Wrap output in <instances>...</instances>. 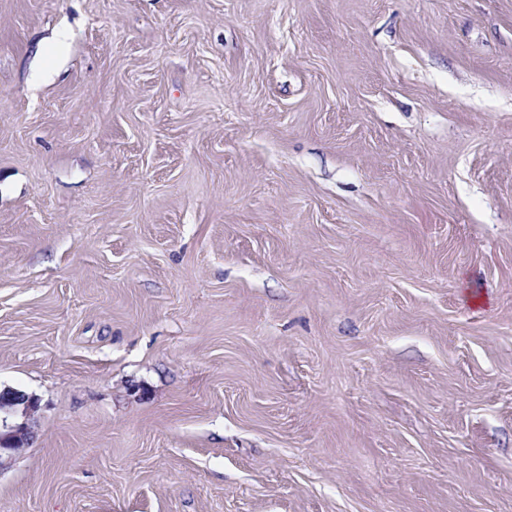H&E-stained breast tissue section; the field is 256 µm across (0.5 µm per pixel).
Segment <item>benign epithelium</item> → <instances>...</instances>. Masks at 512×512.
<instances>
[{
    "instance_id": "benign-epithelium-1",
    "label": "benign epithelium",
    "mask_w": 512,
    "mask_h": 512,
    "mask_svg": "<svg viewBox=\"0 0 512 512\" xmlns=\"http://www.w3.org/2000/svg\"><path fill=\"white\" fill-rule=\"evenodd\" d=\"M38 408V400L33 396L9 388L0 390V466L3 458L28 446Z\"/></svg>"
}]
</instances>
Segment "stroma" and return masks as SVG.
I'll return each instance as SVG.
<instances>
[{
  "label": "stroma",
  "mask_w": 512,
  "mask_h": 512,
  "mask_svg": "<svg viewBox=\"0 0 512 512\" xmlns=\"http://www.w3.org/2000/svg\"><path fill=\"white\" fill-rule=\"evenodd\" d=\"M0 512H512V0H0ZM38 408L33 396L9 388L0 390V466L3 456L12 457L28 446Z\"/></svg>",
  "instance_id": "obj_1"
}]
</instances>
